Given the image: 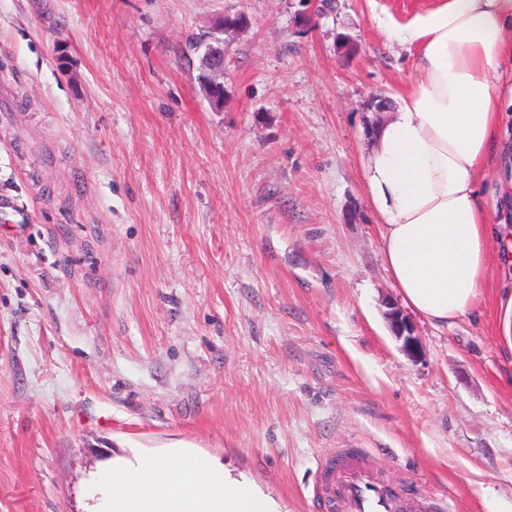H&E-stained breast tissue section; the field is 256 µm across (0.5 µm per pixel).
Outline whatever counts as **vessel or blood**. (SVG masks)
Returning <instances> with one entry per match:
<instances>
[{
	"label": "vessel or blood",
	"mask_w": 512,
	"mask_h": 512,
	"mask_svg": "<svg viewBox=\"0 0 512 512\" xmlns=\"http://www.w3.org/2000/svg\"><path fill=\"white\" fill-rule=\"evenodd\" d=\"M320 512H428L430 505L405 487L371 470L363 455L339 449L319 463Z\"/></svg>",
	"instance_id": "1"
}]
</instances>
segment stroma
<instances>
[{"mask_svg": "<svg viewBox=\"0 0 512 512\" xmlns=\"http://www.w3.org/2000/svg\"><path fill=\"white\" fill-rule=\"evenodd\" d=\"M440 0H0V512H84L103 462L191 448L317 512L355 448L449 512H512V270L476 313L387 314L363 180L395 31ZM224 106L189 36L224 15ZM389 320L394 335L403 340L404 349L411 355L415 354L418 351L419 344L409 320L395 308L389 313Z\"/></svg>", "mask_w": 512, "mask_h": 512, "instance_id": "35a3bbf8", "label": "stroma"}]
</instances>
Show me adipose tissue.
<instances>
[{
  "label": "adipose tissue",
  "instance_id": "ef3b65f1",
  "mask_svg": "<svg viewBox=\"0 0 512 512\" xmlns=\"http://www.w3.org/2000/svg\"><path fill=\"white\" fill-rule=\"evenodd\" d=\"M400 35L418 77L370 131L364 181L386 272L410 310L444 329L474 308L500 232L479 181L512 109V0H442ZM86 496L90 512H276L250 481L185 448L103 465Z\"/></svg>",
  "mask_w": 512,
  "mask_h": 512
}]
</instances>
